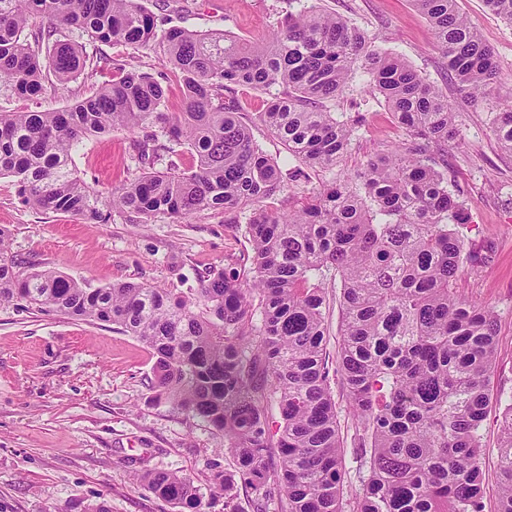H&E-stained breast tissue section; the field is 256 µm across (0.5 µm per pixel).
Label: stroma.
<instances>
[{
	"mask_svg": "<svg viewBox=\"0 0 512 512\" xmlns=\"http://www.w3.org/2000/svg\"><path fill=\"white\" fill-rule=\"evenodd\" d=\"M158 28L179 25L203 33H228L255 42L289 9L288 0H144ZM365 30L383 51L404 59L448 96L458 133L448 142V179L460 191L471 222L462 230L478 263H463L457 284L466 298L483 302L497 318L492 401L512 399V154L495 139L491 119L512 102V25L484 0H458V8L492 48L498 78L485 96L462 103L448 77L433 31L413 0H321ZM112 68L85 69L56 95L35 99L0 92V110H56L111 80ZM367 74L355 72L337 101L339 112H359L363 123L339 167L310 172L285 188L280 199L296 206L313 188L354 172L368 157L403 142L382 98L363 95ZM257 143L280 165L292 166L285 146L258 124L267 93L233 89ZM134 136L118 129L79 144L73 165L96 192L106 194L136 178L142 168ZM0 225L10 228L9 253L97 288L134 281L164 288L196 287L199 272L240 257L246 242L223 211H205L183 222L159 215L145 224L121 217L108 223L41 213L24 205L11 178H0ZM151 349L104 323L73 321L54 313L0 308V512H90L105 501L110 512H179L138 479L145 471L175 472L190 479L209 512H224L211 499L209 468L229 470L223 439L203 423L155 399ZM346 448L347 493L358 489L360 435L342 385H334ZM486 473L484 512L498 500L500 430L490 412L482 431Z\"/></svg>",
	"mask_w": 512,
	"mask_h": 512,
	"instance_id": "35a3bbf8",
	"label": "stroma"
}]
</instances>
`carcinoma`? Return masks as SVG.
<instances>
[{
    "label": "carcinoma",
    "instance_id": "cac0c4a2",
    "mask_svg": "<svg viewBox=\"0 0 512 512\" xmlns=\"http://www.w3.org/2000/svg\"><path fill=\"white\" fill-rule=\"evenodd\" d=\"M288 11L260 43L173 25L157 31L142 0H0V88L37 98L85 68L60 27L104 44L149 49L180 81L170 89L138 67L53 112L0 111V177L43 212L128 224L222 210L239 216L249 249L209 267L185 295L133 282L90 288L24 266L0 228V306L118 326L153 353L155 398L224 437L234 470H214L224 512L238 486L251 512H344V446L331 381L337 377L370 448L353 512H483L481 431L489 413L496 319L462 297L458 228L470 216L448 185L445 146L456 134L448 97L402 58L381 52L347 19L318 6ZM429 21L459 95L476 101L498 76L495 56L457 0H413ZM36 16L52 25L30 29ZM369 76L407 143L284 210L278 195L348 153L362 115L329 112L351 69ZM56 84H48V76ZM277 86L258 121L298 165L284 170L257 145L230 85ZM512 153V102L492 116ZM125 129L141 175L108 197L73 173L85 139ZM191 153L184 168L176 147ZM165 169L158 170L156 165ZM340 290L336 364L325 347V282ZM279 416L276 430L270 419ZM499 498L512 512V402L500 416ZM159 498L204 512L196 487L165 472L137 475Z\"/></svg>",
    "mask_w": 512,
    "mask_h": 512
}]
</instances>
